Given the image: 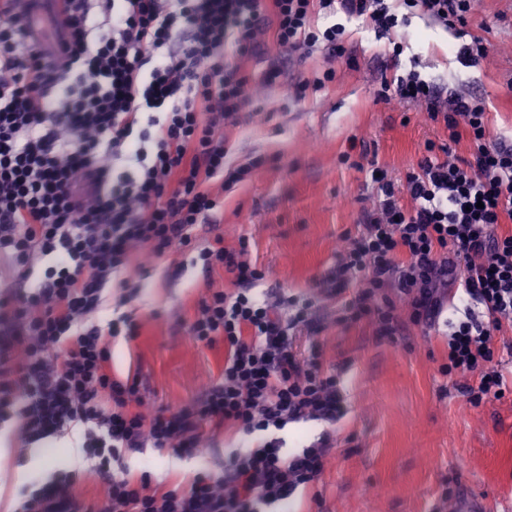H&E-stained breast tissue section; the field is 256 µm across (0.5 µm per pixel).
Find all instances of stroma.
Listing matches in <instances>:
<instances>
[{"label":"stroma","instance_id":"35a3bbf8","mask_svg":"<svg viewBox=\"0 0 512 512\" xmlns=\"http://www.w3.org/2000/svg\"><path fill=\"white\" fill-rule=\"evenodd\" d=\"M466 29L487 43L486 58H463L461 39L416 15L398 54L356 20L346 25L344 57L280 54L278 84H250V111L224 127L228 166L259 156L268 162L221 192L220 207L193 230L196 247L220 235L225 248L235 249L249 238L247 260L266 271L260 291L272 298L312 294L344 237L356 234L375 204L362 165L376 163L401 180L423 158L427 142L449 143L447 128L421 105L377 99L381 82L412 70L442 95L485 98L493 142L512 147V0H475ZM329 67L336 79L324 90L293 94L299 79ZM183 263L177 273L163 259L135 269L139 288L130 312L139 332L111 341L114 378L138 376L156 409L201 396L224 371L223 343L195 342L188 326L203 298L232 291L233 277L207 269L194 252ZM385 295L399 315L392 341L378 339L368 321L338 324L330 304L317 309L325 326L321 360L340 377L345 414L336 424L332 462L294 494L292 512H451L462 486L483 497L488 512H512V394L472 403L466 389L475 376L441 371L448 361L446 327L413 323L398 290ZM1 439L9 454L0 465V512H13L20 488L60 468L77 473V496L89 502L101 496L100 478L80 472L82 433L24 446L6 423ZM244 442L230 429L195 456L147 448L127 462L134 475H149L151 488L167 489L221 470L225 449Z\"/></svg>","mask_w":512,"mask_h":512}]
</instances>
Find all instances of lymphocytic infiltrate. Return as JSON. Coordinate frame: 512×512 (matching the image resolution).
Returning <instances> with one entry per match:
<instances>
[{
	"mask_svg": "<svg viewBox=\"0 0 512 512\" xmlns=\"http://www.w3.org/2000/svg\"><path fill=\"white\" fill-rule=\"evenodd\" d=\"M418 15L464 35L473 0H399ZM107 27L90 22L88 0H57V36L36 34L42 0H0V258L13 286L0 290V424L25 444L84 428L85 472L106 483L86 502L65 473L22 487L16 512H287L293 494L328 464L330 435L288 455L277 433L289 423L342 417L335 370L318 354L300 356L297 333L324 330L312 299L293 314L255 291L266 276L222 242L198 250L207 268L235 276L233 292L204 299L189 331L224 344V375L204 398L148 409L137 379L112 376L109 341L137 334L122 315L87 323L105 287L134 301L138 257L194 250L191 230L219 205L222 187L259 170L227 168L224 122L244 111L250 74L242 62L275 51L310 57L345 51L346 22L378 35L399 25L387 0H106ZM336 21L320 26L321 18ZM175 54L163 49L182 31ZM379 99L424 105L449 142L468 138L471 160L429 153L404 184L369 167L378 204L345 239L336 264L316 283L335 301L337 323L375 321L394 336L385 288L411 298V318L433 320L457 283L481 304L484 320L448 324V371L477 374L472 400L504 397L492 369L495 334L512 321V148L490 143L487 103L456 95L442 105L415 71L383 81ZM452 250L449 266L440 254ZM236 429L248 445L232 449L218 472L187 485L151 489L124 463L152 447L175 456L198 451L206 432Z\"/></svg>",
	"mask_w": 512,
	"mask_h": 512,
	"instance_id": "1",
	"label": "lymphocytic infiltrate"
}]
</instances>
